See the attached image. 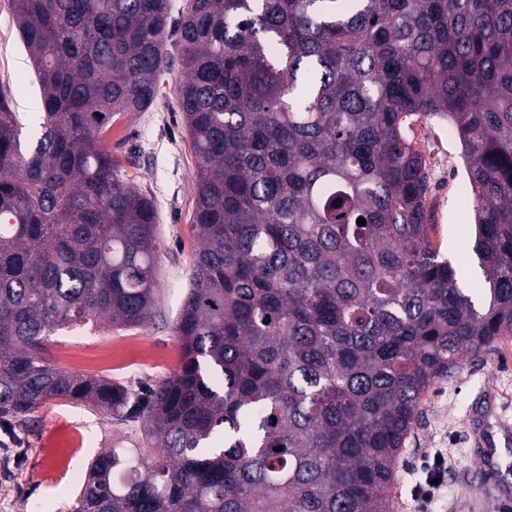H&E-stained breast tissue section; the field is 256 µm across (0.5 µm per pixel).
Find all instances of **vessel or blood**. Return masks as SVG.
<instances>
[{
    "instance_id": "1",
    "label": "vessel or blood",
    "mask_w": 512,
    "mask_h": 512,
    "mask_svg": "<svg viewBox=\"0 0 512 512\" xmlns=\"http://www.w3.org/2000/svg\"><path fill=\"white\" fill-rule=\"evenodd\" d=\"M483 407L472 414V432L481 451L476 470L490 494L482 503L484 512H512V490L502 481V455L512 450V421L496 412L494 395L484 397Z\"/></svg>"
}]
</instances>
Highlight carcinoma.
Here are the masks:
<instances>
[{
  "label": "carcinoma",
  "instance_id": "carcinoma-1",
  "mask_svg": "<svg viewBox=\"0 0 512 512\" xmlns=\"http://www.w3.org/2000/svg\"><path fill=\"white\" fill-rule=\"evenodd\" d=\"M40 89L0 84V422L54 399L141 423L74 512H391L426 390L512 335V0H11ZM179 64L201 246L180 367L133 389L43 358L159 303L153 201L99 134ZM459 137L480 297L433 248L426 117ZM365 219V224L357 220Z\"/></svg>",
  "mask_w": 512,
  "mask_h": 512
}]
</instances>
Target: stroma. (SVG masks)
I'll return each mask as SVG.
<instances>
[{
    "instance_id": "35a3bbf8",
    "label": "stroma",
    "mask_w": 512,
    "mask_h": 512,
    "mask_svg": "<svg viewBox=\"0 0 512 512\" xmlns=\"http://www.w3.org/2000/svg\"><path fill=\"white\" fill-rule=\"evenodd\" d=\"M27 51L19 39L10 0H0V81L9 84L23 120L40 106L30 78ZM179 68L165 71L153 106L120 116L104 141L120 162L125 179L150 197L158 213L161 300L150 322L117 329L103 322L57 331L47 343L55 366L84 375L112 378L128 386L152 383L175 371L181 348L174 325L191 286L190 268L199 246L191 227L195 207V157L176 102ZM410 136L430 177L426 209L431 243L468 288L483 284L472 251L474 212L465 181L458 138L446 121L426 118ZM495 390L501 410L512 418V337L477 357L465 358L447 378L425 393L421 413L400 455L389 492L391 512H467L478 485L472 466L477 452L469 416L484 391ZM139 427L109 421L99 410L55 399L9 433L20 450L0 445V512H73L94 457L114 443L131 444ZM448 466L428 504L414 495L438 457Z\"/></svg>"
}]
</instances>
